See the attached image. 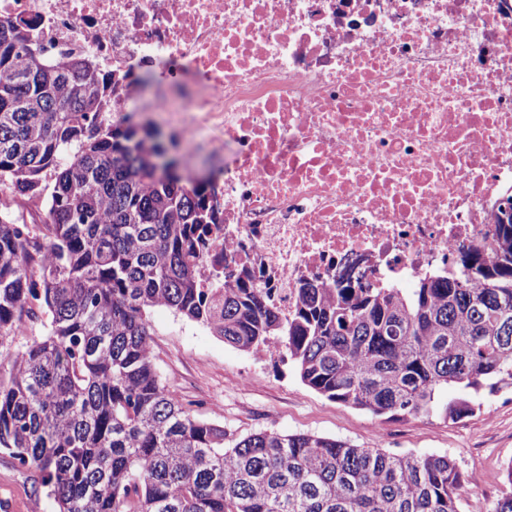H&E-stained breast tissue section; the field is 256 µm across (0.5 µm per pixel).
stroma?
<instances>
[{"mask_svg":"<svg viewBox=\"0 0 512 512\" xmlns=\"http://www.w3.org/2000/svg\"><path fill=\"white\" fill-rule=\"evenodd\" d=\"M150 317L151 352L167 388L202 419L246 435L307 433L395 455L439 454L464 476L467 502L490 503L503 492L512 460V394L489 398L480 413L458 422L429 416L386 419L321 395L293 365L224 343L204 326L157 307ZM0 512H52L33 476L0 451Z\"/></svg>","mask_w":512,"mask_h":512,"instance_id":"obj_1","label":"stroma"}]
</instances>
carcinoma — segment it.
<instances>
[{
    "mask_svg": "<svg viewBox=\"0 0 512 512\" xmlns=\"http://www.w3.org/2000/svg\"><path fill=\"white\" fill-rule=\"evenodd\" d=\"M31 27L0 20V186L41 204L31 224L0 208V449L54 512H474L444 455L195 417L155 368L148 311L245 351L277 341L330 400L456 422L512 393V194L487 254L468 248L412 288L305 282L284 318L247 271L229 281L218 261L202 285L209 182L180 177L150 131L106 123L93 65L46 56ZM504 479L479 512H512V461Z\"/></svg>",
    "mask_w": 512,
    "mask_h": 512,
    "instance_id": "cac0c4a2",
    "label": "carcinoma"
}]
</instances>
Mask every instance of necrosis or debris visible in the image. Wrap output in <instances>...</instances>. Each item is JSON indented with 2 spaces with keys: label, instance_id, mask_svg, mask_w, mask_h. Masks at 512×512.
<instances>
[{
  "label": "necrosis or debris",
  "instance_id": "obj_1",
  "mask_svg": "<svg viewBox=\"0 0 512 512\" xmlns=\"http://www.w3.org/2000/svg\"><path fill=\"white\" fill-rule=\"evenodd\" d=\"M0 17L92 61L114 117L164 114L218 160L212 253L281 313L306 280L408 286L490 243L512 193V0H0Z\"/></svg>",
  "mask_w": 512,
  "mask_h": 512
}]
</instances>
